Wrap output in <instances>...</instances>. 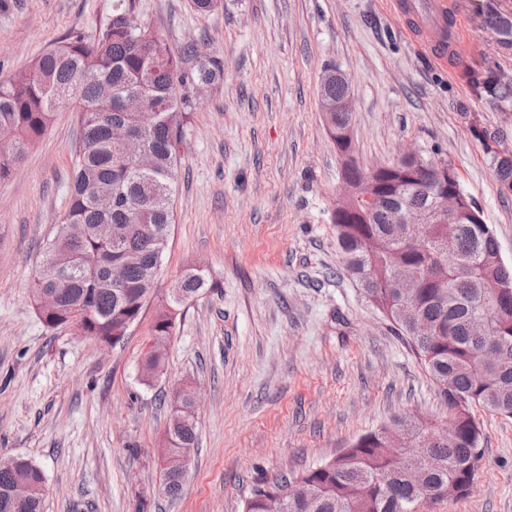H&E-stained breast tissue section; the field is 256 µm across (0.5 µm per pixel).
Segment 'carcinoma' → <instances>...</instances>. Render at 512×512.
<instances>
[{
  "mask_svg": "<svg viewBox=\"0 0 512 512\" xmlns=\"http://www.w3.org/2000/svg\"><path fill=\"white\" fill-rule=\"evenodd\" d=\"M484 26L502 43L512 44V13L487 8ZM224 76L219 66L182 68L165 41L136 22L125 0H115L112 18L94 36L70 37L46 50L28 73L0 83V137L9 138L0 155V180L10 176L28 150L44 135L55 107L67 101L81 116L82 132L74 152L69 203L48 242L32 299L43 291L63 293L59 309L41 318L49 328L75 323L79 332L112 343L122 325L137 322L158 278L174 221V186L184 139L185 113L193 106L190 88ZM476 96L512 108V77L488 67L469 73ZM135 133L125 147L112 140V126ZM145 152L152 166L138 169L131 152ZM437 162L423 159L416 179L399 181L383 200L356 210L333 212L336 243L345 269L362 297L407 336L436 384L447 419L458 426L454 442L436 440L433 422L416 415L395 418L377 432L361 436L336 458L301 473L277 474L253 486L245 512H266V489L292 484L301 498L284 512H419L425 505L470 494L481 458L482 432L477 409L512 416V267L501 259L493 229L464 213L453 240L441 224H391V206L431 209ZM498 184L512 183V156L496 158ZM355 185L389 179L358 165L343 166ZM83 224L80 239L71 226ZM98 224L122 228L115 247L94 233ZM127 268L126 282L112 287V264ZM414 278L420 288L411 301L395 288ZM206 286L195 268L183 275V288ZM416 320L431 325L417 336ZM174 316L158 313L148 367L161 369L153 350H166ZM397 431L421 454L397 459L386 453L387 432ZM163 452L195 448L196 424L167 426ZM40 466L25 457L12 470H0V512H44Z\"/></svg>",
  "mask_w": 512,
  "mask_h": 512,
  "instance_id": "obj_1",
  "label": "carcinoma"
}]
</instances>
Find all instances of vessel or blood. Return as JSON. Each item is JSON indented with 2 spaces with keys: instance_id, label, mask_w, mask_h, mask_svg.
Here are the masks:
<instances>
[{
  "instance_id": "vessel-or-blood-1",
  "label": "vessel or blood",
  "mask_w": 512,
  "mask_h": 512,
  "mask_svg": "<svg viewBox=\"0 0 512 512\" xmlns=\"http://www.w3.org/2000/svg\"><path fill=\"white\" fill-rule=\"evenodd\" d=\"M393 12L403 19L408 32L421 41L422 47L438 63L448 61L449 53H461L463 37L446 42L441 31L448 18L447 0H390Z\"/></svg>"
}]
</instances>
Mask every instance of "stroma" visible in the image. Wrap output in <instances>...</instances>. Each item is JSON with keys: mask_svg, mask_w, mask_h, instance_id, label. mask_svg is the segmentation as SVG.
Returning a JSON list of instances; mask_svg holds the SVG:
<instances>
[{"mask_svg": "<svg viewBox=\"0 0 512 512\" xmlns=\"http://www.w3.org/2000/svg\"><path fill=\"white\" fill-rule=\"evenodd\" d=\"M486 0H448L467 53L439 65L386 0H130L185 70L215 63L184 126L175 222L150 301L105 346L50 329L31 289L68 203L78 115L59 105L0 182V455L46 478L45 512H243L252 485L302 472L399 415L443 418L408 337L344 271L331 215L344 190L318 88L351 81L355 157L367 169L414 150L452 165L512 264V195L495 159L512 153V111L477 98L474 69L512 73V46L482 27ZM112 0H0V81L44 50L108 22ZM484 132L475 138L473 128ZM207 288L178 310L163 371L140 362L181 273ZM198 390V442L179 497L162 486L169 397ZM482 458L461 499L422 512H512V417L477 411Z\"/></svg>", "mask_w": 512, "mask_h": 512, "instance_id": "35a3bbf8", "label": "stroma"}]
</instances>
